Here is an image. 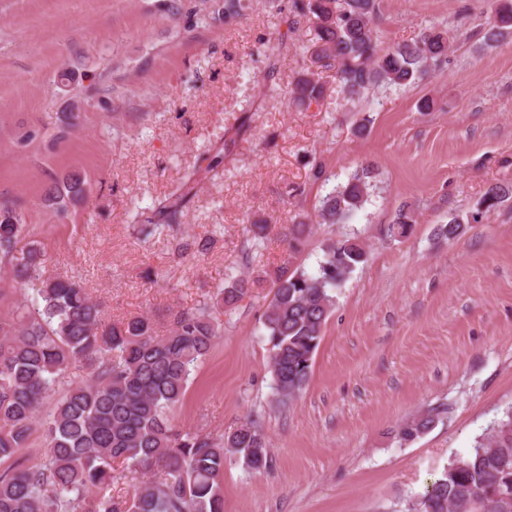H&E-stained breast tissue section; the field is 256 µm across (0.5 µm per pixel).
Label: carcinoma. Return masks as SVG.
I'll list each match as a JSON object with an SVG mask.
<instances>
[{"label":"carcinoma","instance_id":"carcinoma-1","mask_svg":"<svg viewBox=\"0 0 512 512\" xmlns=\"http://www.w3.org/2000/svg\"><path fill=\"white\" fill-rule=\"evenodd\" d=\"M493 40L512 27V0H492ZM315 20L313 63H336L339 91L354 101L378 88H400L421 80L448 55V32L431 27L410 43L387 50L373 35L376 0H307L294 3ZM324 86L309 72L289 96L309 105ZM196 171L171 194L152 233L176 222L192 195ZM374 187L363 167L323 196L318 223L341 224L361 210ZM512 196V184L490 186L481 206L490 210ZM416 218L402 206L386 236L405 238ZM24 231L21 215L0 207V254L11 263L13 280L27 288L17 316L0 319V463L25 446L44 398L73 370L81 380L67 389L42 422L46 453L32 466L0 470V512H224L220 480L226 459L260 470L270 462L269 442L246 421L220 436L175 427L171 410L183 399L192 371L223 332L219 315L235 310L255 288H270L263 329L271 344L270 370L275 401L285 405L308 385L314 354L332 306V292L367 261L354 237L323 249L315 272L282 267L271 275L238 276L195 310L178 311L168 335L157 337L149 318L103 324L99 304L82 284L43 277L41 253L30 247L16 255ZM464 231L451 218L438 235L452 240ZM311 225L306 219L285 233L298 251ZM437 415L428 412L404 422L403 441L428 431ZM156 469L163 478L147 480L126 500L112 496V463ZM413 512H512V411L472 451L448 465Z\"/></svg>","mask_w":512,"mask_h":512}]
</instances>
